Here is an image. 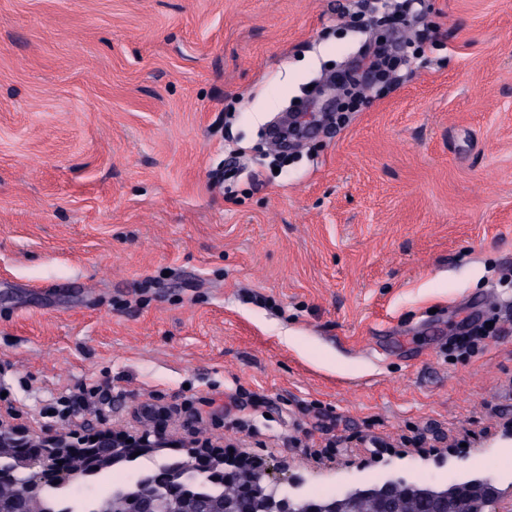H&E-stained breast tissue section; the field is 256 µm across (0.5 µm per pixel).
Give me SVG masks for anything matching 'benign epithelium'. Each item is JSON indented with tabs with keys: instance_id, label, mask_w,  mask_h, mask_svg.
Instances as JSON below:
<instances>
[{
	"instance_id": "benign-epithelium-1",
	"label": "benign epithelium",
	"mask_w": 512,
	"mask_h": 512,
	"mask_svg": "<svg viewBox=\"0 0 512 512\" xmlns=\"http://www.w3.org/2000/svg\"><path fill=\"white\" fill-rule=\"evenodd\" d=\"M167 446L165 435L150 430L132 436L93 431L83 443L75 445L57 436L50 427L30 434L6 425L0 419V449L16 452L14 464L0 470V480L13 484L22 477L28 490L54 482L64 486L76 477V471L69 463L73 458H84L89 466L87 474L91 475L98 473L103 465L104 457L96 453L99 448H143L150 451ZM189 457L203 468L223 463L227 473L238 471L236 462L225 458L221 452L192 451ZM252 470L257 474L254 491L259 512H356L357 500L364 493L375 496L379 512H395L393 486L389 481L372 486L359 485L348 493L308 498L300 490L301 479L286 474L278 464L263 463L253 466ZM459 483L455 477L438 483H412L409 491L424 494L432 503V512H457L456 489ZM471 490L474 492L472 512H502L499 508L501 491L492 478L477 479L471 484ZM190 498L191 491L161 469L155 476L153 492L144 493L138 499V512H168L170 500L176 499L186 505Z\"/></svg>"
}]
</instances>
